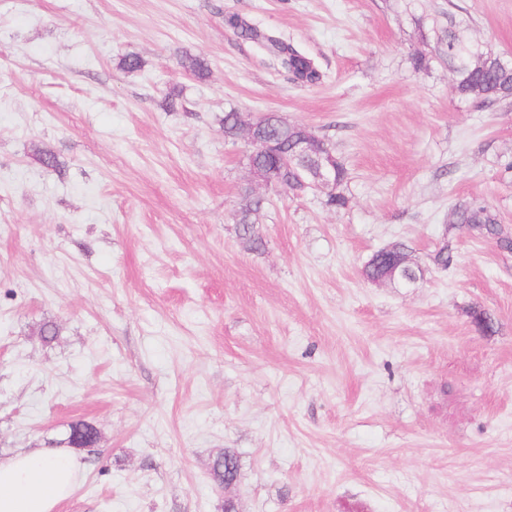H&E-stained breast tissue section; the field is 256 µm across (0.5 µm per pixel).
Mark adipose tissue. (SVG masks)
Wrapping results in <instances>:
<instances>
[{"instance_id":"ef3b65f1","label":"adipose tissue","mask_w":512,"mask_h":512,"mask_svg":"<svg viewBox=\"0 0 512 512\" xmlns=\"http://www.w3.org/2000/svg\"><path fill=\"white\" fill-rule=\"evenodd\" d=\"M78 471L68 448L17 453L0 462V512H55L72 493Z\"/></svg>"}]
</instances>
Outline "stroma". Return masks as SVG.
Masks as SVG:
<instances>
[{"label": "stroma", "instance_id": "stroma-1", "mask_svg": "<svg viewBox=\"0 0 512 512\" xmlns=\"http://www.w3.org/2000/svg\"><path fill=\"white\" fill-rule=\"evenodd\" d=\"M454 24L512 61V0H0V459L95 427L57 512H512V253L450 224L476 199L512 232V103L457 95ZM232 109L328 137L347 206L262 188L249 250ZM398 242L420 283L364 279ZM224 25L243 40L259 45L278 58L282 68L288 72L295 83L302 86H315L323 81L324 72L311 58L288 41L273 36L237 14L225 16ZM263 204L264 201L260 204L255 198L245 194L241 197L235 214L237 233L241 239L249 240L252 251H261L265 246L263 236L252 221V215L262 209Z\"/></svg>", "mask_w": 512, "mask_h": 512}]
</instances>
